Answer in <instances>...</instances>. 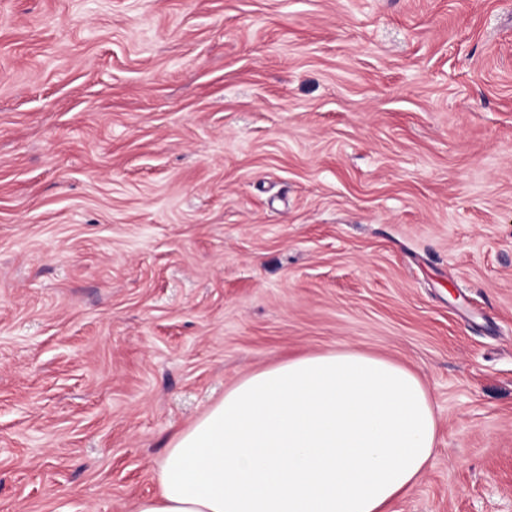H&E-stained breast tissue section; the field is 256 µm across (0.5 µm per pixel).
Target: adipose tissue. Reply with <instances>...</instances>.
<instances>
[{
	"label": "adipose tissue",
	"mask_w": 512,
	"mask_h": 512,
	"mask_svg": "<svg viewBox=\"0 0 512 512\" xmlns=\"http://www.w3.org/2000/svg\"><path fill=\"white\" fill-rule=\"evenodd\" d=\"M430 391L354 348L251 373L172 438L137 512H391L435 452Z\"/></svg>",
	"instance_id": "obj_1"
}]
</instances>
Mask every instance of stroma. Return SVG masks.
Returning <instances> with one entry per match:
<instances>
[{"label": "stroma", "instance_id": "35a3bbf8", "mask_svg": "<svg viewBox=\"0 0 512 512\" xmlns=\"http://www.w3.org/2000/svg\"><path fill=\"white\" fill-rule=\"evenodd\" d=\"M343 346L434 402L393 512H512V0H0V512Z\"/></svg>", "mask_w": 512, "mask_h": 512}]
</instances>
